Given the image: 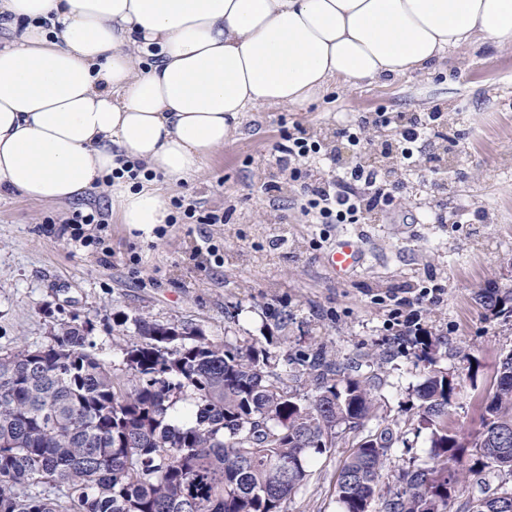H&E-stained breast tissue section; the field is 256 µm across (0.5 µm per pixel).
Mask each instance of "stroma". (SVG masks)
<instances>
[{
	"instance_id": "1",
	"label": "stroma",
	"mask_w": 512,
	"mask_h": 512,
	"mask_svg": "<svg viewBox=\"0 0 512 512\" xmlns=\"http://www.w3.org/2000/svg\"><path fill=\"white\" fill-rule=\"evenodd\" d=\"M437 113L422 153L435 172L406 168L396 126L368 127L374 150L353 157L336 138L361 117ZM304 130L320 146L299 160V182L279 162L287 135ZM389 174L393 203L362 224H308L304 183L331 182L353 160ZM172 197L194 200L220 224L162 225L150 237L119 224L110 195L96 190L65 204L0 193V352L37 348L66 324L86 327L98 358L124 369L136 321L175 324L212 341L262 350L271 380L309 399L308 360L318 349L356 361L359 378L379 375L378 410L364 426L338 427L335 447L312 454L300 489L282 512H342L340 469L359 441L390 426L380 478L431 465L429 429L416 391L430 368L454 387L450 421L463 443L482 429V399L499 360L512 352V316L496 317L476 294L512 293V53L482 45L448 54L430 72L350 89L330 85L301 107L257 106L204 172ZM99 210L103 244L62 235L73 213ZM360 238L364 266L345 280L325 266L342 236ZM441 340L428 364L419 339ZM512 491V473L488 468L463 482L445 512L483 489Z\"/></svg>"
}]
</instances>
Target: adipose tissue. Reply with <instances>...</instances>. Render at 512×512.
Returning <instances> with one entry per match:
<instances>
[{"label":"adipose tissue","mask_w":512,"mask_h":512,"mask_svg":"<svg viewBox=\"0 0 512 512\" xmlns=\"http://www.w3.org/2000/svg\"><path fill=\"white\" fill-rule=\"evenodd\" d=\"M0 29V191L60 203L107 182L148 236L250 107L424 71L475 39L512 52V0H0ZM125 161L154 180L113 179Z\"/></svg>","instance_id":"1"}]
</instances>
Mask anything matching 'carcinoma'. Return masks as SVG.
Wrapping results in <instances>:
<instances>
[{
  "label": "carcinoma",
  "mask_w": 512,
  "mask_h": 512,
  "mask_svg": "<svg viewBox=\"0 0 512 512\" xmlns=\"http://www.w3.org/2000/svg\"><path fill=\"white\" fill-rule=\"evenodd\" d=\"M494 316L512 314L497 288L480 292ZM136 322L125 349L126 385L98 358L84 328L65 325L46 345L0 353V512H281L307 475L311 454L336 446V428L374 416V386L317 352L309 364L314 396L297 400L268 379L263 352L165 335ZM186 419L171 411L186 390ZM453 387L432 370L417 389L430 430L433 465L402 473L386 512H441L463 475L512 472V353L493 373L484 403L487 431L472 457L448 427ZM392 428L359 442L338 475L343 512H369ZM485 493L468 512H496Z\"/></svg>",
  "instance_id": "obj_1"
}]
</instances>
